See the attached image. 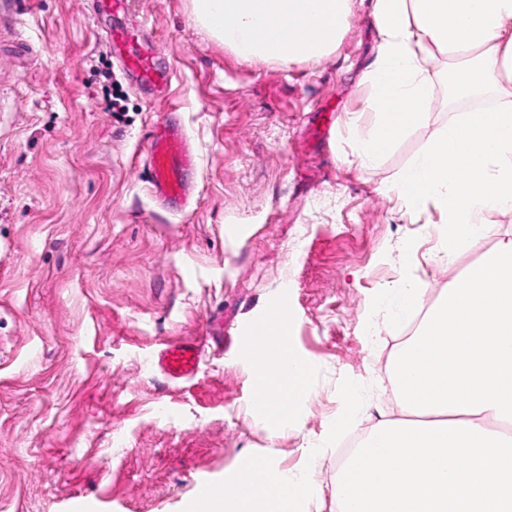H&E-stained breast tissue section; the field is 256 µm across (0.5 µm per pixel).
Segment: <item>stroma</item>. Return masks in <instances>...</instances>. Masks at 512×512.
I'll return each instance as SVG.
<instances>
[{
	"instance_id": "1",
	"label": "stroma",
	"mask_w": 512,
	"mask_h": 512,
	"mask_svg": "<svg viewBox=\"0 0 512 512\" xmlns=\"http://www.w3.org/2000/svg\"><path fill=\"white\" fill-rule=\"evenodd\" d=\"M132 2L174 72L160 101L115 63L92 0H0V512H68L76 494L87 512H188L201 482L223 486L255 458L308 477L296 512H337L336 473L361 431L391 418L390 359L414 333L371 316L373 296L408 273L434 301L512 237V212H488L497 237L448 262L439 211L389 194L452 119L441 91L377 164L345 161L349 118L373 119L370 0H352L333 51L287 66L241 61L192 0ZM162 119L197 158L183 211L148 191ZM283 296L312 375L295 424L274 434L245 336ZM215 315L223 348L169 381L152 364L162 344ZM350 385L362 422L340 434Z\"/></svg>"
}]
</instances>
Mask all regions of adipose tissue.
Returning a JSON list of instances; mask_svg holds the SVG:
<instances>
[{"label": "adipose tissue", "instance_id": "ef3b65f1", "mask_svg": "<svg viewBox=\"0 0 512 512\" xmlns=\"http://www.w3.org/2000/svg\"><path fill=\"white\" fill-rule=\"evenodd\" d=\"M351 0H193L196 22L240 59L289 65L331 52L350 22ZM380 49L364 75L374 119L354 127L349 146L362 165L378 163L433 110L437 88L460 99L491 100L442 127L390 187L413 211L437 208L439 253L451 260L496 235L484 213L512 211V0H373ZM448 56L442 70L433 50ZM256 389L272 401L262 413L271 431L291 425L312 369L274 343L254 357ZM313 487L271 460H251L210 512H291Z\"/></svg>", "mask_w": 512, "mask_h": 512}]
</instances>
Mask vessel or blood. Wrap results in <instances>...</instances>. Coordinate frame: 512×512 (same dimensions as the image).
Returning a JSON list of instances; mask_svg holds the SVG:
<instances>
[{
	"instance_id": "vessel-or-blood-1",
	"label": "vessel or blood",
	"mask_w": 512,
	"mask_h": 512,
	"mask_svg": "<svg viewBox=\"0 0 512 512\" xmlns=\"http://www.w3.org/2000/svg\"><path fill=\"white\" fill-rule=\"evenodd\" d=\"M107 45L113 57L129 73L135 86L146 96L166 93L173 73L158 63L157 46L146 25H115L108 29ZM196 157L182 128L162 121L148 142L150 192L164 207L181 211L190 204L188 183L196 169ZM205 340L185 338L165 343L154 365L170 381L193 378L202 360Z\"/></svg>"
}]
</instances>
